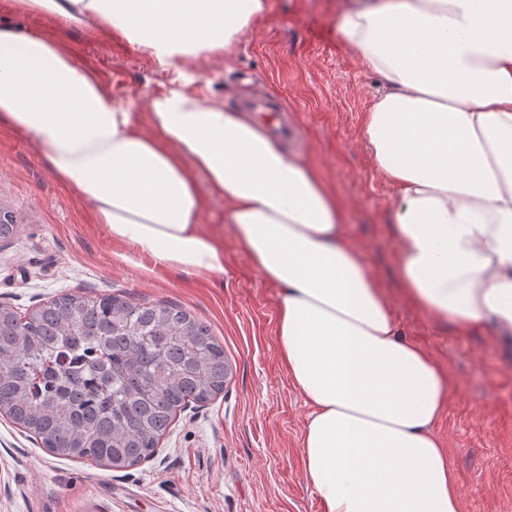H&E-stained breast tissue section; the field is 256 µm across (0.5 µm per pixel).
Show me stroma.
<instances>
[{"label":"stroma","mask_w":512,"mask_h":512,"mask_svg":"<svg viewBox=\"0 0 512 512\" xmlns=\"http://www.w3.org/2000/svg\"><path fill=\"white\" fill-rule=\"evenodd\" d=\"M341 5L270 0L231 54L188 64L187 91L229 112L253 86L281 97L299 127L287 146L344 208L346 234L389 294L400 336L456 384L435 432L453 459L463 512H512V335L460 334L406 298L387 222L396 190L361 137L382 81L343 43ZM0 27L53 37L142 116L171 78L121 38L90 23L59 26L17 0H0ZM0 211L16 225L0 240V306L24 314L71 293L179 307L223 343L229 368L223 393L179 410L155 456L129 468L58 458L0 416V512H322L301 455L309 407L278 351V290L236 242L222 199L209 198L202 228L224 242L223 272L173 271L113 240L29 138L0 128Z\"/></svg>","instance_id":"obj_1"}]
</instances>
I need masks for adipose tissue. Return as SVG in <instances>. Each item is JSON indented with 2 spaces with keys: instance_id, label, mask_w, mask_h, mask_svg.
Wrapping results in <instances>:
<instances>
[{
  "instance_id": "adipose-tissue-1",
  "label": "adipose tissue",
  "mask_w": 512,
  "mask_h": 512,
  "mask_svg": "<svg viewBox=\"0 0 512 512\" xmlns=\"http://www.w3.org/2000/svg\"><path fill=\"white\" fill-rule=\"evenodd\" d=\"M93 20L175 71L149 131L54 39L0 29V124L31 137L94 223L155 264L224 269L208 196L279 290L277 341L311 411L305 475L323 512H461L434 434L454 389L397 332L319 173L259 126L184 90L183 64L229 53L268 0H19ZM340 34L385 89L362 136L397 193L388 222L407 298L460 331L512 334V0H346Z\"/></svg>"
}]
</instances>
